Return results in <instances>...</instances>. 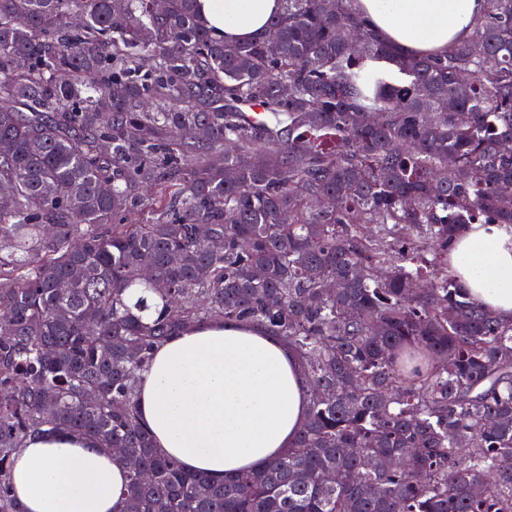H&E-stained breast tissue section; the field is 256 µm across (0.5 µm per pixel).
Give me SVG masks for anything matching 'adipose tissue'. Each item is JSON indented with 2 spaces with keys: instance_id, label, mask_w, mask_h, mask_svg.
<instances>
[{
  "instance_id": "obj_1",
  "label": "adipose tissue",
  "mask_w": 512,
  "mask_h": 512,
  "mask_svg": "<svg viewBox=\"0 0 512 512\" xmlns=\"http://www.w3.org/2000/svg\"><path fill=\"white\" fill-rule=\"evenodd\" d=\"M225 41L261 33L277 0H200ZM399 51L446 52L468 36L480 0H357ZM448 273L469 296L512 320V225L470 224L448 249ZM308 402L302 374L275 337L212 324L160 345L143 373L141 422L154 446L183 468L224 481L262 468L290 446ZM126 471L86 439L44 434L17 449L12 495L20 512H124Z\"/></svg>"
}]
</instances>
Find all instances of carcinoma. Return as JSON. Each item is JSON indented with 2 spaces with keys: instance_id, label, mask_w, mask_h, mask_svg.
<instances>
[{
  "instance_id": "obj_1",
  "label": "carcinoma",
  "mask_w": 512,
  "mask_h": 512,
  "mask_svg": "<svg viewBox=\"0 0 512 512\" xmlns=\"http://www.w3.org/2000/svg\"><path fill=\"white\" fill-rule=\"evenodd\" d=\"M279 2L228 43L198 0H0V512L55 432L136 512H512V321L439 274L464 225L512 224V0L419 57L354 0ZM212 323L279 337L309 392L294 445L224 482L137 406Z\"/></svg>"
}]
</instances>
